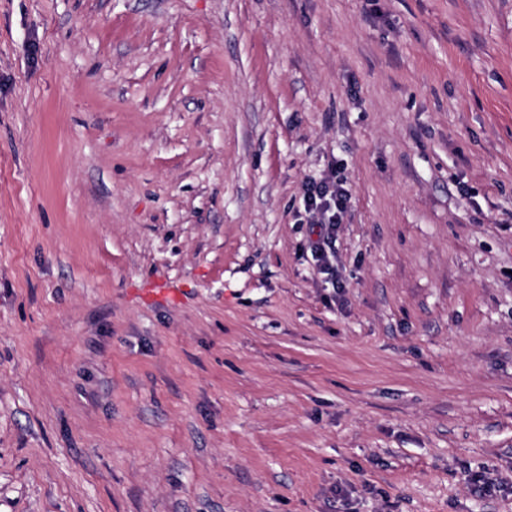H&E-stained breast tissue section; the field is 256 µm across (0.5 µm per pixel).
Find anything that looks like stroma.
Returning a JSON list of instances; mask_svg holds the SVG:
<instances>
[{
    "instance_id": "stroma-1",
    "label": "stroma",
    "mask_w": 512,
    "mask_h": 512,
    "mask_svg": "<svg viewBox=\"0 0 512 512\" xmlns=\"http://www.w3.org/2000/svg\"><path fill=\"white\" fill-rule=\"evenodd\" d=\"M0 512H512V0H0ZM351 194L345 187V181L336 180V173H329L319 181L311 182L303 196L304 212L307 221L319 224L321 231L310 246L311 258L315 266L324 274L330 275L328 281L336 288V272L331 264L335 253L334 230L341 224Z\"/></svg>"
}]
</instances>
